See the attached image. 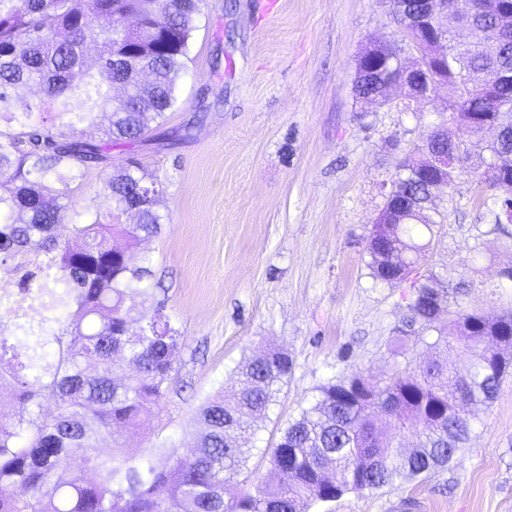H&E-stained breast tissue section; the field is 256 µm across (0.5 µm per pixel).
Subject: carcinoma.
I'll return each mask as SVG.
<instances>
[{
	"mask_svg": "<svg viewBox=\"0 0 512 512\" xmlns=\"http://www.w3.org/2000/svg\"><path fill=\"white\" fill-rule=\"evenodd\" d=\"M201 0H0V261L25 253L47 256L75 304L64 319L67 342L57 361L34 360L11 378L17 412L0 422V512H313L348 493L411 483L446 467L476 429L480 406L488 408L512 375V313L460 310L448 325L442 317L457 304L465 283L420 270L439 212H412L402 224H376L368 238L372 279L390 288L407 286L410 326L432 352L416 367L395 364L381 381L360 374L319 387L270 449L280 477L232 497L226 487L241 474L245 447L258 419L266 416L280 384L292 371L282 350L255 353L238 367L239 387L205 399L197 417L205 427L195 451L179 456L163 441L145 454L115 445L96 451L102 435L145 426L153 407L169 391L173 356L181 332L139 287L150 276L134 266L128 249L162 233L159 190L150 189L130 160L114 168L106 188L117 214L133 209L136 224L74 220L71 185L86 169L105 161L107 144L135 143L180 104L190 40ZM98 48L95 68L85 67L87 46ZM440 73L458 90L446 111L479 115L488 129L512 123V86L498 81L512 63V43L498 40L491 14L475 26L469 43L447 37ZM124 90L120 98L112 88ZM419 95L426 85L394 78L363 81V96ZM57 123L46 125L44 114ZM102 127L106 143L82 138L84 126ZM430 155L407 158L394 184L416 199L428 189L417 171ZM478 207L505 238L498 203H512V181L486 184ZM116 238L126 242L119 249ZM133 323L138 331L130 332ZM455 341L464 353L460 368L441 355ZM137 364L132 375L117 373V353ZM30 369L35 381L20 375ZM51 401L55 413L33 415L30 407ZM415 431L416 443L398 441ZM90 465L97 479L78 474Z\"/></svg>",
	"mask_w": 512,
	"mask_h": 512,
	"instance_id": "carcinoma-1",
	"label": "carcinoma"
}]
</instances>
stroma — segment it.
I'll return each mask as SVG.
<instances>
[{"label":"stroma","mask_w":512,"mask_h":512,"mask_svg":"<svg viewBox=\"0 0 512 512\" xmlns=\"http://www.w3.org/2000/svg\"><path fill=\"white\" fill-rule=\"evenodd\" d=\"M203 0L180 107L134 144H115L104 163L73 185L70 203L88 218L116 214L105 183L126 158L163 189L165 228L143 239L132 263L149 258V294L163 301L182 338L170 391L149 423L124 432L127 448L172 442L189 455L203 400L237 386L235 369L253 351H288L293 370L249 441L252 455L229 485L237 493L269 474L265 449L318 394L357 372L383 378L389 349L413 344L401 331L410 291L376 283L366 266L368 237L406 155L431 129L466 140L471 152L452 188L433 199L444 216L427 264L468 282L459 304L498 312L512 306L499 271L512 265V241L494 232L475 202L492 156L467 135L458 115L393 94L385 104L354 92L358 57L370 42L401 40L383 0ZM483 242L490 256L475 260ZM56 270L40 315L20 321L0 310V343L24 361L32 330L63 316ZM448 466L420 482L348 494L332 512H512V378Z\"/></svg>","instance_id":"35a3bbf8"}]
</instances>
